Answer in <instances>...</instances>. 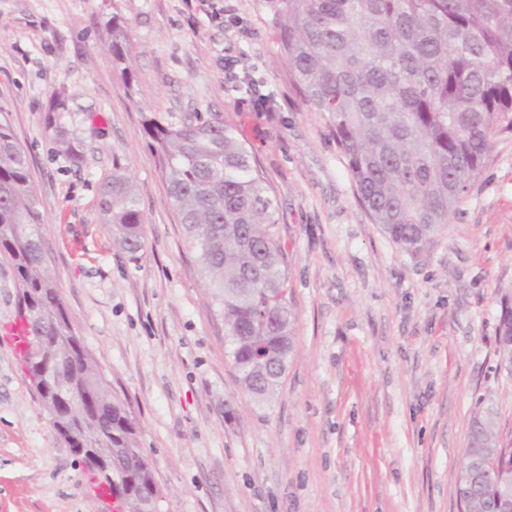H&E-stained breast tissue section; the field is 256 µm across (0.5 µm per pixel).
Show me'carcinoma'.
<instances>
[{"label":"carcinoma","mask_w":512,"mask_h":512,"mask_svg":"<svg viewBox=\"0 0 512 512\" xmlns=\"http://www.w3.org/2000/svg\"><path fill=\"white\" fill-rule=\"evenodd\" d=\"M281 57L308 112L327 113L360 203L406 252L421 253L448 224L484 168L495 136L512 131V0H265ZM112 62L132 80L127 25L108 22ZM147 144L217 302L241 386L272 399L288 365L295 317L274 233L277 196L237 128L218 113L179 123L144 120ZM113 245L142 247L143 213L127 177L101 185ZM39 202L28 155L0 124V259L13 267L21 316L44 337V360L78 355L66 371L90 411L79 432L103 436L129 471L125 512L159 493L137 427L85 352L42 261ZM512 366V304L498 320ZM492 412L476 416L465 463L480 468L457 495L464 512H512V445H497Z\"/></svg>","instance_id":"carcinoma-1"}]
</instances>
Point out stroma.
<instances>
[{"label":"stroma","mask_w":512,"mask_h":512,"mask_svg":"<svg viewBox=\"0 0 512 512\" xmlns=\"http://www.w3.org/2000/svg\"><path fill=\"white\" fill-rule=\"evenodd\" d=\"M129 24L135 80L107 22ZM218 113L279 198L294 344L255 403L143 129ZM0 122L29 157L45 266L137 425L160 512H463L473 417L512 443V132L449 224L402 251L358 201L326 113L302 108L263 0H0ZM76 138L83 160L56 152ZM133 184L144 246L112 244L99 189ZM237 416L229 418L227 404ZM89 473L0 339V512H102ZM497 345L502 362L512 366V304L505 303L498 320Z\"/></svg>","instance_id":"35a3bbf8"}]
</instances>
